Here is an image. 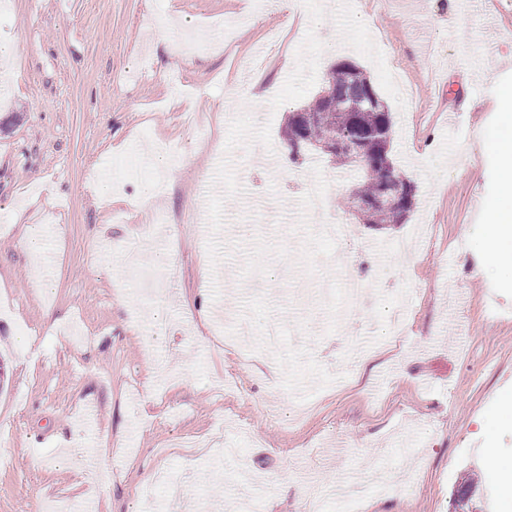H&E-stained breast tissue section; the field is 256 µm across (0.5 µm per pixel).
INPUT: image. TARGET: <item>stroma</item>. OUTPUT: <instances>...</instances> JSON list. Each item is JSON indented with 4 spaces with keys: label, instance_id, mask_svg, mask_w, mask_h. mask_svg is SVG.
I'll use <instances>...</instances> for the list:
<instances>
[{
    "label": "stroma",
    "instance_id": "stroma-1",
    "mask_svg": "<svg viewBox=\"0 0 512 512\" xmlns=\"http://www.w3.org/2000/svg\"><path fill=\"white\" fill-rule=\"evenodd\" d=\"M447 9L0 0V46L14 51L0 69V303L11 305L0 311V512L57 499L172 512L162 473L182 483L188 512H307L296 487L321 489V512H335L337 478L378 467L393 487L365 489L360 512H456L471 482L469 512H512L479 459L489 443L512 458V281L472 276L464 243L497 194L482 146L512 85V35L487 57L485 25H512V0H470L463 54ZM147 13L209 36L178 67L188 95L158 66L165 48ZM258 52L259 84L279 101L246 97L238 63ZM341 60L391 112L393 164L415 189L403 223L363 224L346 204L358 174L329 155H300L285 176L263 155L282 142L289 106L315 97ZM162 144L176 155L150 200ZM131 153L146 175L113 181L123 201L105 206L90 177ZM322 169L353 230L344 248L303 204L300 178ZM157 210L169 223H154ZM28 224L44 240L36 260L21 245ZM145 227L133 270L122 247ZM408 235L411 254L393 253ZM340 252L366 279L355 321L297 296V274L317 291L333 283ZM202 293L206 325L188 314ZM272 320L283 341L269 353L260 333Z\"/></svg>",
    "mask_w": 512,
    "mask_h": 512
}]
</instances>
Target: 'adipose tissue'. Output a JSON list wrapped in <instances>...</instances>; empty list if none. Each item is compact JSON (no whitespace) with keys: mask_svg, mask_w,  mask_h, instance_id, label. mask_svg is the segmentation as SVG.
I'll return each instance as SVG.
<instances>
[{"mask_svg":"<svg viewBox=\"0 0 512 512\" xmlns=\"http://www.w3.org/2000/svg\"><path fill=\"white\" fill-rule=\"evenodd\" d=\"M500 100L499 123L504 135L496 149L497 204L483 223L469 227L467 236L481 268H496L512 280V85L502 88Z\"/></svg>","mask_w":512,"mask_h":512,"instance_id":"ef3b65f1","label":"adipose tissue"}]
</instances>
